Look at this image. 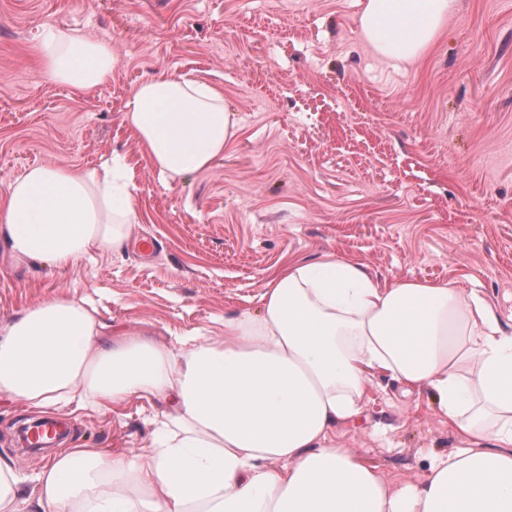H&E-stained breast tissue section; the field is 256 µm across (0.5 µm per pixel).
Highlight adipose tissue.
<instances>
[{
  "mask_svg": "<svg viewBox=\"0 0 512 512\" xmlns=\"http://www.w3.org/2000/svg\"><path fill=\"white\" fill-rule=\"evenodd\" d=\"M457 8L365 0L360 28L380 57L412 61ZM116 63L110 43L42 33L43 71L72 90L99 86ZM125 120L166 179L207 169L236 135L223 92L182 77L141 83ZM137 221L131 179L110 159L34 165L0 195L10 253L59 270L123 249ZM260 303L179 349L109 332L60 295L0 322V396L39 409L166 405L151 447L62 449L33 495L1 457L0 512H512V331L483 297L411 280L381 288L363 264L327 253L274 273ZM380 374L430 391L462 442L414 482L391 483L333 436Z\"/></svg>",
  "mask_w": 512,
  "mask_h": 512,
  "instance_id": "1",
  "label": "adipose tissue"
}]
</instances>
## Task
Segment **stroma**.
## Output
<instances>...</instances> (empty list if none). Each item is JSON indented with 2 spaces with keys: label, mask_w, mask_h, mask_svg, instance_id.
<instances>
[{
  "label": "stroma",
  "mask_w": 512,
  "mask_h": 512,
  "mask_svg": "<svg viewBox=\"0 0 512 512\" xmlns=\"http://www.w3.org/2000/svg\"><path fill=\"white\" fill-rule=\"evenodd\" d=\"M364 0H0V193L35 164L133 170L136 238L52 270L0 241V321L65 294L112 329L167 345L257 313L287 260L332 252L379 286L412 279L482 295L512 329V0H460L436 43L408 62L363 40ZM109 41L111 77L75 92L39 66L45 27ZM216 86L238 133L203 171L169 182L123 120L145 80ZM157 241L145 250L140 239ZM161 405L60 404L72 445L149 447ZM37 412L0 396V456L34 486L20 429ZM395 483L461 442L427 390L379 377L338 426Z\"/></svg>",
  "instance_id": "35a3bbf8"
}]
</instances>
